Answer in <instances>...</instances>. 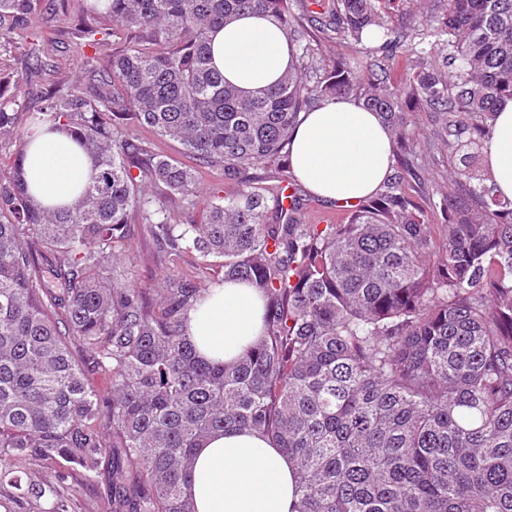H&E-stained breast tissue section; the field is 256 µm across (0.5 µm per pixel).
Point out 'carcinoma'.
<instances>
[{"label": "carcinoma", "instance_id": "carcinoma-1", "mask_svg": "<svg viewBox=\"0 0 512 512\" xmlns=\"http://www.w3.org/2000/svg\"><path fill=\"white\" fill-rule=\"evenodd\" d=\"M46 1L65 4L0 0V30L28 27ZM436 2L421 13L429 56L410 70L393 0H336L337 38L380 40L385 55L328 68L290 0H97L112 28L84 19L75 41L94 50L95 80L44 92L0 177L1 497L66 512L58 487L105 465L109 512H194V449L247 429L293 460L292 512H512V200L477 165L512 97V0ZM254 11L284 28L298 65L246 96L212 66L208 41ZM25 56L35 73L54 68L40 48ZM18 92L1 70L0 139L16 131ZM338 96L382 114L400 159L343 223L301 224L300 202L286 210L281 188L255 186L249 170L289 165L300 113ZM417 109L435 113L465 191L440 200L438 236L406 191ZM46 124L93 160L70 207L35 204L23 179ZM135 126L238 190L208 194L198 224L171 222L166 200L200 197L195 170ZM141 232L172 262L195 255L217 284L257 288L262 336L232 362L200 357L183 333L197 280L172 269L139 288L115 272ZM36 466L54 481L32 480Z\"/></svg>", "mask_w": 512, "mask_h": 512}]
</instances>
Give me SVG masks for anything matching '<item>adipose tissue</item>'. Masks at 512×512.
<instances>
[{"instance_id": "obj_1", "label": "adipose tissue", "mask_w": 512, "mask_h": 512, "mask_svg": "<svg viewBox=\"0 0 512 512\" xmlns=\"http://www.w3.org/2000/svg\"><path fill=\"white\" fill-rule=\"evenodd\" d=\"M213 66L252 92L278 82L294 63L284 30L261 13L245 14L210 36ZM391 134L379 114L352 98H333L301 113L289 145L294 176L319 199L346 203L375 194L391 171ZM485 164L501 194L512 199V99L498 107ZM92 164L62 129L27 148L23 178L43 207L71 204L89 182ZM264 302L255 288L227 281L206 291L189 311L185 334L210 360H234L261 335ZM185 493L196 512H291L293 465L256 431L220 432L196 449Z\"/></svg>"}]
</instances>
